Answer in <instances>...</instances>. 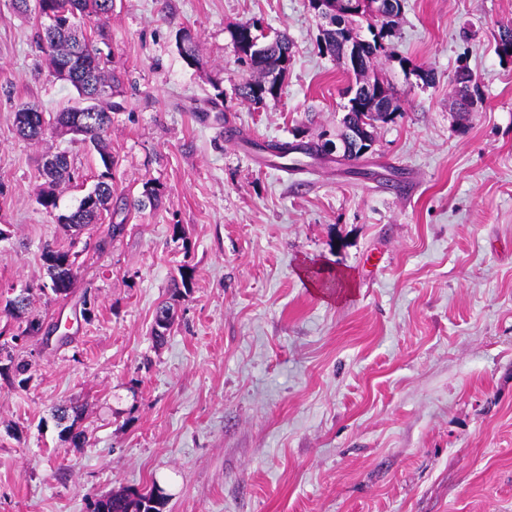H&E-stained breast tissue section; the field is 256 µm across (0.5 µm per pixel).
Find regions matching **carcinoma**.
Wrapping results in <instances>:
<instances>
[{"instance_id":"obj_1","label":"carcinoma","mask_w":512,"mask_h":512,"mask_svg":"<svg viewBox=\"0 0 512 512\" xmlns=\"http://www.w3.org/2000/svg\"><path fill=\"white\" fill-rule=\"evenodd\" d=\"M53 8L61 14L60 24L52 30H42V40L46 44L49 68L59 64L70 65V86L77 92L74 104L54 113L47 114L35 104L25 103L15 113V126L19 136L23 139L38 142L50 130L68 126L71 115L77 108L85 110L83 113V125L73 129L72 140L79 141L95 151L99 157L102 171L98 173L93 186L82 197L78 206L58 216L65 219L68 224L65 229H70V224H95L103 213L110 211L112 207V153L107 148V136L112 126V113L121 109V104L109 99L88 100L83 97L90 83L110 85L118 83V79L105 70V62L100 50L94 41L87 37H77L78 22L75 17L106 19L112 14L114 0H48ZM349 15L340 17L344 23V29L353 33V38L360 49V74L369 70L370 62L381 51L385 50L382 40L390 36L388 26L391 21H379L375 16L367 13L366 0H347ZM372 35V39H363L356 29L362 24ZM230 41L236 55V62L255 73L258 78L242 82L238 88V95L245 101L255 105L262 103L270 96V91L265 88L263 78L276 74L279 79H284L288 73L290 62V45L287 37L271 29L263 28L260 20L250 18L234 25V30L229 32ZM367 103L356 91L348 99L347 112L342 123L357 125L368 119L373 122H386L388 118L381 113L373 114L365 111ZM261 150H269L280 159L289 155V151L301 149L305 154L314 156L321 153L322 146L318 143L292 145L284 143H268L259 146ZM57 167L48 170L41 168V176L44 179V187L38 196L39 205L47 212H53L58 208L57 187L62 183H71L79 178V174L71 167L68 156L64 152L56 153ZM43 260L47 265L50 277L48 288L59 296L68 297L74 288L78 254L69 248L48 245L43 250ZM43 321L40 319H28L25 325L18 326V332L11 336V342L27 340L39 334ZM54 417L58 422L67 419L71 423L61 430V437L66 441L79 445L85 442L86 433L77 428L82 419V410L73 407L67 409L59 407L55 410ZM168 497L160 487L154 485L149 490L141 493L138 491H118L106 495L93 503L92 512H167Z\"/></svg>"}]
</instances>
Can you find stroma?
Segmentation results:
<instances>
[{
  "label": "stroma",
  "instance_id": "1",
  "mask_svg": "<svg viewBox=\"0 0 512 512\" xmlns=\"http://www.w3.org/2000/svg\"><path fill=\"white\" fill-rule=\"evenodd\" d=\"M249 18L292 43L259 106L235 94L229 30ZM507 23L512 0H404L368 70L402 110L377 124L364 178L328 159L272 172L226 140L230 127L258 142L340 131L353 77L319 53L309 0H115L82 25L121 78L114 211L71 241L37 202L40 165L67 152L90 182L99 157L17 136L20 104L55 112L75 93L51 76L35 14L0 0V331L19 324L15 287L28 317L72 324L71 341L14 347L26 386L0 375V512H90L154 483L167 512H512V61L493 50ZM462 65L474 112L454 104ZM84 184L58 188L60 212ZM148 187L159 206L136 207ZM113 223L123 234L97 251ZM49 244L79 254L65 298L48 287ZM183 264L194 280L177 294ZM337 272L353 283L339 302L311 285ZM58 406L82 408V447L61 440Z\"/></svg>",
  "mask_w": 512,
  "mask_h": 512
}]
</instances>
